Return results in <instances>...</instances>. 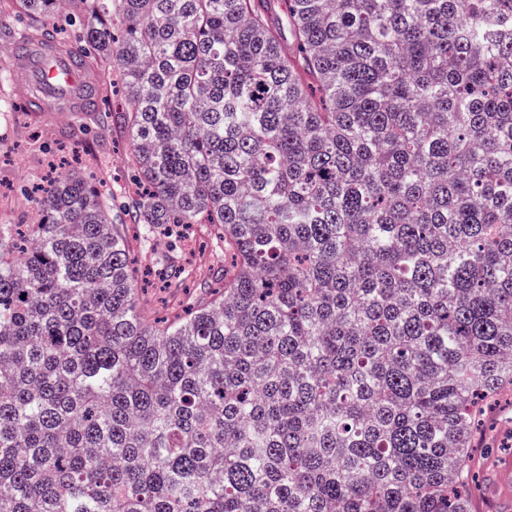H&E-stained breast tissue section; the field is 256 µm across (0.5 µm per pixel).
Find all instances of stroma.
<instances>
[{"label":"stroma","instance_id":"stroma-1","mask_svg":"<svg viewBox=\"0 0 512 512\" xmlns=\"http://www.w3.org/2000/svg\"><path fill=\"white\" fill-rule=\"evenodd\" d=\"M75 119L72 112L55 116L19 106L0 110V221L31 222L37 209L36 190L54 164L107 185H123L127 194H135V186L126 179L125 137L119 126L74 134L70 128ZM193 232L196 243L190 253L171 249L164 237L148 248L138 236H130V254L138 270L151 267L162 256L182 269L165 294L141 291L139 303L148 315L180 313L185 289L217 287L216 273L224 255L210 244L201 225H194ZM473 470L477 488L472 512H512V389L503 391L487 412L473 453Z\"/></svg>","mask_w":512,"mask_h":512}]
</instances>
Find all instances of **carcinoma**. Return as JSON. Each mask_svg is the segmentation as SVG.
Returning a JSON list of instances; mask_svg holds the SVG:
<instances>
[{
	"label": "carcinoma",
	"instance_id": "carcinoma-1",
	"mask_svg": "<svg viewBox=\"0 0 512 512\" xmlns=\"http://www.w3.org/2000/svg\"><path fill=\"white\" fill-rule=\"evenodd\" d=\"M270 2L0 0L11 54L95 75L141 189L62 172L0 223V512H471L512 385V0ZM191 224L221 287L152 319L126 233ZM24 23L25 19L17 14L9 12L0 14V64L9 59L10 33L23 26Z\"/></svg>",
	"mask_w": 512,
	"mask_h": 512
}]
</instances>
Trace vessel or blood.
Instances as JSON below:
<instances>
[{"label":"vessel or blood","mask_w":512,"mask_h":512,"mask_svg":"<svg viewBox=\"0 0 512 512\" xmlns=\"http://www.w3.org/2000/svg\"><path fill=\"white\" fill-rule=\"evenodd\" d=\"M15 74L22 89H33L29 103L38 112L82 111L93 83L74 56L51 47L17 58Z\"/></svg>","instance_id":"obj_1"}]
</instances>
